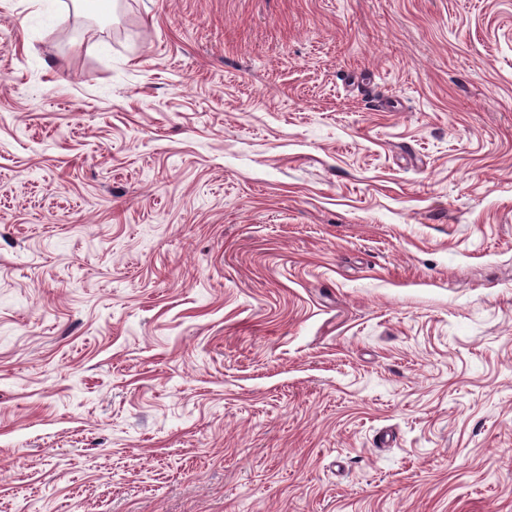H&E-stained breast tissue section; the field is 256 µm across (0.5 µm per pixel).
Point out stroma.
Returning a JSON list of instances; mask_svg holds the SVG:
<instances>
[{
  "instance_id": "obj_1",
  "label": "stroma",
  "mask_w": 512,
  "mask_h": 512,
  "mask_svg": "<svg viewBox=\"0 0 512 512\" xmlns=\"http://www.w3.org/2000/svg\"><path fill=\"white\" fill-rule=\"evenodd\" d=\"M0 0V512H512V0Z\"/></svg>"
}]
</instances>
